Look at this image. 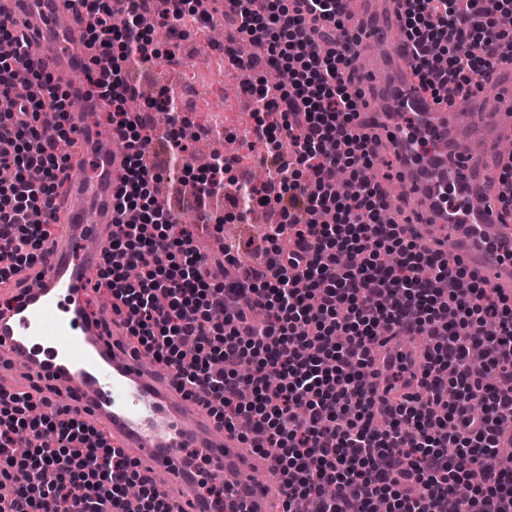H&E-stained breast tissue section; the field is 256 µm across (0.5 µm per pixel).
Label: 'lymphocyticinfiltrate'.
I'll return each mask as SVG.
<instances>
[{
    "label": "lymphocytic infiltrate",
    "instance_id": "obj_1",
    "mask_svg": "<svg viewBox=\"0 0 512 512\" xmlns=\"http://www.w3.org/2000/svg\"><path fill=\"white\" fill-rule=\"evenodd\" d=\"M239 32L262 41L267 58L291 73L282 85L257 78L256 128L271 156L261 185L224 193L237 158L217 154L195 197H226L227 214L253 205L279 217L261 254L275 266L246 272L230 288L210 287L208 262L184 225L154 195L158 173L145 161L154 126L128 110L136 90L122 75L131 55L147 56L144 0H67L89 40L110 59L91 83L114 101L111 122L127 154L116 194L110 257L95 288L127 320L133 348L177 367L178 383L217 401V419L270 456L287 495L285 512H512V297L488 287L457 258L433 252L385 221L378 183L361 180L377 156L352 134L358 37L345 0H230ZM128 19L112 27L113 14ZM401 28L423 89L470 88L512 48V0H406ZM0 95L13 108L0 140L13 171L0 184V252L14 258L0 281L35 266L50 224H31L64 185L57 152L69 119L64 92L30 60L26 40L0 20ZM26 69L31 82L15 88ZM43 171L28 182L30 166ZM350 171L355 188L335 190ZM142 269L138 279L129 267ZM406 328L431 344L426 380L408 402L384 408L370 377L378 328ZM31 398L0 391V471L17 483L0 512H175L150 478L104 436L60 406L33 417Z\"/></svg>",
    "mask_w": 512,
    "mask_h": 512
}]
</instances>
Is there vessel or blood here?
Listing matches in <instances>:
<instances>
[{"label": "vessel or blood", "instance_id": "1", "mask_svg": "<svg viewBox=\"0 0 512 512\" xmlns=\"http://www.w3.org/2000/svg\"><path fill=\"white\" fill-rule=\"evenodd\" d=\"M404 0H357L351 17L367 52L370 98L380 111L358 105L360 132L378 135L383 153L399 165L391 212L405 234L431 248L451 242L464 264L512 296V216L500 200L494 160L512 140V59L495 67L498 93L449 90L436 101L423 92L382 21L397 24ZM31 34V58L83 104L77 154L91 158L90 175L71 177L68 199H54L53 226L35 266L37 285L16 291L0 285V362L18 363L31 379L50 378L66 404L103 433L153 479L167 500L188 512H217L203 496V477H216L234 512H281L284 488L270 459L249 448L238 431L217 423L213 407L182 389L174 370L158 371L121 342L124 318L93 303L88 271L112 239L113 198L126 173V154L111 128L88 123L105 102L76 83L78 72L100 68L101 54L86 24L65 0H0V18ZM453 204H446V196ZM416 202L413 224L404 201ZM428 351L416 334L394 329L374 350L372 381L380 397L397 403L413 391ZM196 449L206 461L188 458Z\"/></svg>", "mask_w": 512, "mask_h": 512}]
</instances>
